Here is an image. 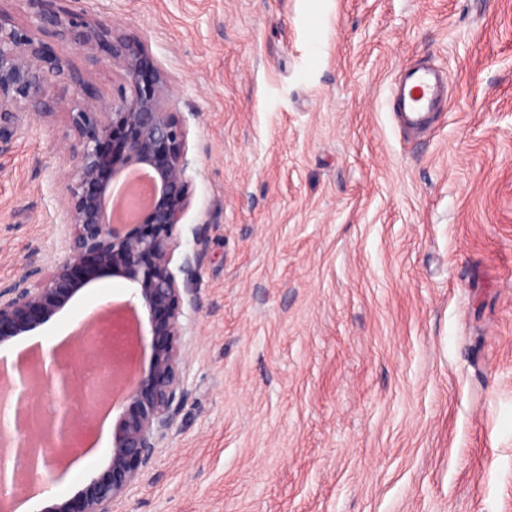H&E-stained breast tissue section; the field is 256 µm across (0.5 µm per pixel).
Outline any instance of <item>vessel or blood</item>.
<instances>
[{
	"instance_id": "b4317fda",
	"label": "vessel or blood",
	"mask_w": 512,
	"mask_h": 512,
	"mask_svg": "<svg viewBox=\"0 0 512 512\" xmlns=\"http://www.w3.org/2000/svg\"><path fill=\"white\" fill-rule=\"evenodd\" d=\"M448 99V76L444 68L428 60L400 66L391 85V112L396 126L420 137L434 128Z\"/></svg>"
}]
</instances>
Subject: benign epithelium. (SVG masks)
Listing matches in <instances>:
<instances>
[{
	"instance_id": "benign-epithelium-1",
	"label": "benign epithelium",
	"mask_w": 512,
	"mask_h": 512,
	"mask_svg": "<svg viewBox=\"0 0 512 512\" xmlns=\"http://www.w3.org/2000/svg\"><path fill=\"white\" fill-rule=\"evenodd\" d=\"M19 28L0 9V135L22 114L30 121L48 115L55 89L71 83L83 102L66 113L63 135L68 167L63 174L61 223L69 233L64 255L48 266L31 255L21 275L0 284V344L63 310L74 294L106 266L133 285L132 297L149 313L150 337L136 330V343L151 350L146 372L128 378L127 408L112 433L107 470L78 496L50 512H119L118 506L150 468L164 433L173 425L188 393L182 370L184 308L195 312V289L179 283L171 268L181 245V221L194 193L189 166L188 128L177 113L166 110L173 84L146 44L103 24L87 26L70 12L67 0ZM53 29L80 49H105L115 68L112 99L100 101L88 80L72 71L62 53L39 35ZM138 170L152 178V199L133 223L110 219L113 184ZM203 250L182 255L178 270L188 276L201 266ZM85 358L107 351L103 334L91 326L79 330ZM49 391L62 404L77 395L86 405L94 391L76 385L68 364L25 386L16 408L14 429L0 438V493L29 478L49 483L55 458L74 452L76 437L92 415L76 419L59 411L42 425L34 389Z\"/></svg>"
}]
</instances>
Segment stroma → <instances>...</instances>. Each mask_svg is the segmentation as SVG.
I'll use <instances>...</instances> for the list:
<instances>
[{
    "instance_id": "obj_1",
    "label": "stroma",
    "mask_w": 512,
    "mask_h": 512,
    "mask_svg": "<svg viewBox=\"0 0 512 512\" xmlns=\"http://www.w3.org/2000/svg\"><path fill=\"white\" fill-rule=\"evenodd\" d=\"M144 41L189 130L188 395L122 512H512V0H70ZM100 98L103 52L52 39ZM448 70L403 139L400 64ZM0 139V283L63 255L64 114ZM101 274L31 330L130 300ZM53 472L40 506L108 465Z\"/></svg>"
}]
</instances>
